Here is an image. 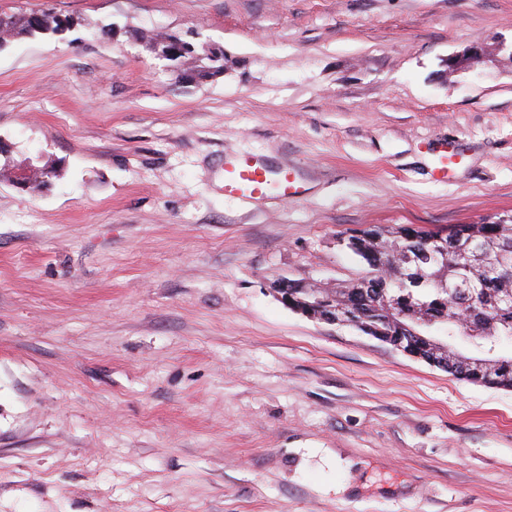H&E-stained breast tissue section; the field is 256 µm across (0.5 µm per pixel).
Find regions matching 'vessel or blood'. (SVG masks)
Returning a JSON list of instances; mask_svg holds the SVG:
<instances>
[{
    "label": "vessel or blood",
    "mask_w": 512,
    "mask_h": 512,
    "mask_svg": "<svg viewBox=\"0 0 512 512\" xmlns=\"http://www.w3.org/2000/svg\"><path fill=\"white\" fill-rule=\"evenodd\" d=\"M273 192L288 201L301 196L303 188L291 169L272 166L262 156L251 153L225 155V196L257 199Z\"/></svg>",
    "instance_id": "obj_1"
}]
</instances>
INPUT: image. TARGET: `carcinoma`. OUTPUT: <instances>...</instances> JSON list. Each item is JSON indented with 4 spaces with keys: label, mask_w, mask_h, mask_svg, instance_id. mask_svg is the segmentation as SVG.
Listing matches in <instances>:
<instances>
[{
    "label": "carcinoma",
    "mask_w": 512,
    "mask_h": 512,
    "mask_svg": "<svg viewBox=\"0 0 512 512\" xmlns=\"http://www.w3.org/2000/svg\"><path fill=\"white\" fill-rule=\"evenodd\" d=\"M74 21L51 10L0 11V46L14 39L56 36ZM146 49L165 52L187 41L172 34L144 40ZM181 80L224 73V56L194 48L170 58ZM437 232L412 226L373 225L354 231L346 247L368 266V275L332 290L288 283L289 301L297 307L322 308L325 314L348 317L370 329L403 337L413 356L442 367L467 381L512 389V355H499L496 346L512 340V224H457L450 229L447 260L431 255ZM406 248L418 254L407 262ZM446 329L448 340L466 336L487 345V356L475 358L450 346L440 347L415 335Z\"/></svg>",
    "instance_id": "carcinoma-1"
}]
</instances>
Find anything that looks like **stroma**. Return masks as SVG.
<instances>
[{
	"label": "stroma",
	"mask_w": 512,
	"mask_h": 512,
	"mask_svg": "<svg viewBox=\"0 0 512 512\" xmlns=\"http://www.w3.org/2000/svg\"><path fill=\"white\" fill-rule=\"evenodd\" d=\"M0 9L78 21L0 47V165L60 172L0 181V512H512V390L275 292L364 275L369 225L512 222V0ZM233 152L304 195L225 197ZM146 49L163 59L175 63L174 72L180 80H193L195 78H209L223 74L224 72V52L221 51L219 57H213L214 50H205L204 57H198L191 43L183 40L179 36L172 34H155L144 40ZM189 45L191 48L175 57H166L165 52L177 45ZM203 59L207 63H202Z\"/></svg>",
	"instance_id": "35a3bbf8"
}]
</instances>
